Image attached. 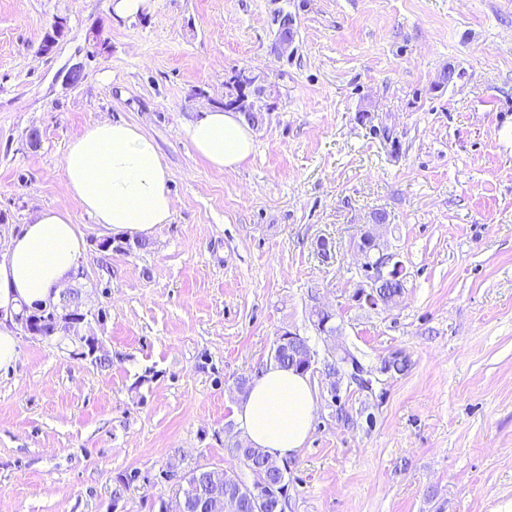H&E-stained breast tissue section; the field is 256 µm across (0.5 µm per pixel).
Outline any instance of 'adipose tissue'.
<instances>
[{
	"label": "adipose tissue",
	"mask_w": 512,
	"mask_h": 512,
	"mask_svg": "<svg viewBox=\"0 0 512 512\" xmlns=\"http://www.w3.org/2000/svg\"><path fill=\"white\" fill-rule=\"evenodd\" d=\"M183 133L197 155L220 171L237 168L255 149L253 126L219 107L187 119ZM63 168L71 195L113 236L147 239L172 219L168 168L137 125L97 122L69 144ZM84 249L82 233L58 207L42 209L10 236L0 254V369L18 357L15 315L23 306L54 300ZM315 408L307 376L272 363L252 379L235 413L249 443L281 460L306 444Z\"/></svg>",
	"instance_id": "adipose-tissue-1"
}]
</instances>
